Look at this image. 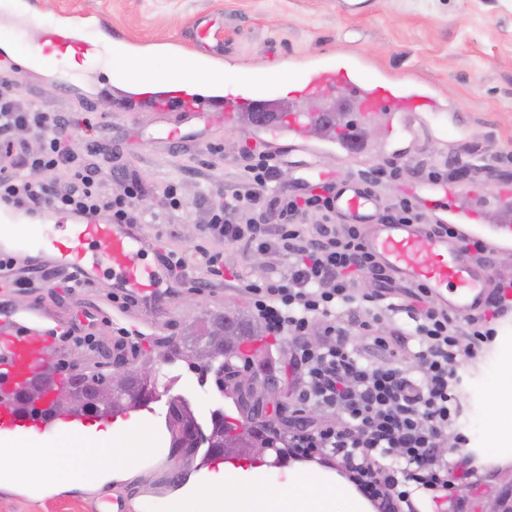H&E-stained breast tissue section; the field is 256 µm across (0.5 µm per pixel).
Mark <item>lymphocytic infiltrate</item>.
Returning a JSON list of instances; mask_svg holds the SVG:
<instances>
[{
  "mask_svg": "<svg viewBox=\"0 0 512 512\" xmlns=\"http://www.w3.org/2000/svg\"><path fill=\"white\" fill-rule=\"evenodd\" d=\"M27 127L48 132L38 150L27 151L12 137ZM69 127L62 116L0 98V204L28 212L44 206L104 212L116 224L139 223L140 181L128 179L120 195L104 197L99 171L79 158ZM247 158L241 188L211 205L205 230L246 254L287 257L284 275L248 281L244 290L266 336L294 342L288 363L299 375L300 407L338 416L324 427L296 420L277 443L296 460L337 461L341 476L375 512H416L419 498L442 512L456 492V470L469 467L468 459L452 464L437 452L463 412L454 365L494 341L491 322L512 310V300L494 295L485 313L467 319L433 305L420 286L409 288L407 304L389 300L391 275L364 249L359 228L339 222L332 198L273 189L276 157L251 152ZM63 166L68 180L51 181ZM28 169L45 173V180L26 178ZM270 212L277 223H266ZM362 277L374 280L372 291H359ZM399 308L412 328L380 335V312ZM315 326L320 339L311 343Z\"/></svg>",
  "mask_w": 512,
  "mask_h": 512,
  "instance_id": "lymphocytic-infiltrate-1",
  "label": "lymphocytic infiltrate"
}]
</instances>
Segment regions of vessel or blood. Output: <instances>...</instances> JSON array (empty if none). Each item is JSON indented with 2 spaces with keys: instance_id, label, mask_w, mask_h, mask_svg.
I'll return each mask as SVG.
<instances>
[{
  "instance_id": "1",
  "label": "vessel or blood",
  "mask_w": 512,
  "mask_h": 512,
  "mask_svg": "<svg viewBox=\"0 0 512 512\" xmlns=\"http://www.w3.org/2000/svg\"><path fill=\"white\" fill-rule=\"evenodd\" d=\"M88 44L77 41L70 29H54L43 41L45 54L64 58L82 54ZM293 84L299 96L320 97L331 93L347 95L356 111L367 116L394 120L409 112L439 111L437 100L422 86H406L369 79L350 59L330 65L307 67ZM140 96L150 101L159 118L176 114L198 119L207 112H220L225 122L241 113L258 111L266 100L262 91L246 94L214 92L204 97L188 93L178 85L153 81L142 84ZM306 125L294 112L275 121L277 138L300 139ZM314 179L301 178L297 188L312 187L331 196L338 218L359 225L366 249L396 280L408 285H425L430 299L449 314L459 317L482 312L489 304L495 278L487 266L467 260L459 240L433 236L422 224H390L380 220L379 196L361 180L351 177L326 179L317 176V160L306 161ZM49 252L31 259L21 248L0 247V288L33 277L41 269H52L73 277L84 287L111 278L115 298L137 308H152L164 295L159 285L169 277L158 240L138 224H115L99 215H76L74 223L52 224L44 229ZM476 236L493 235L512 245V210L502 213L497 224L476 228ZM154 255V264L145 256ZM72 322L54 319L39 305L18 308L9 297L0 298V443H23L31 427H39L55 439H63L85 424L81 415L53 413V393L65 386L66 375L54 366L51 356L63 337L74 335ZM42 382L44 397L30 406L25 394L34 382Z\"/></svg>"
}]
</instances>
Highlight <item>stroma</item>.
Listing matches in <instances>:
<instances>
[{
  "instance_id": "1",
  "label": "stroma",
  "mask_w": 512,
  "mask_h": 512,
  "mask_svg": "<svg viewBox=\"0 0 512 512\" xmlns=\"http://www.w3.org/2000/svg\"><path fill=\"white\" fill-rule=\"evenodd\" d=\"M59 23L82 25L89 39L101 23L120 32L110 63L76 72L54 59L44 66L19 65L18 57L39 43L43 30ZM200 25L209 26L224 42L220 67L225 76L241 84L258 80L269 97L283 104L304 111L329 104L345 112L347 120H357V113L345 111L342 95L313 100L289 96L281 88L284 79L306 65L330 62L347 50L360 58L369 76L423 84L448 110L439 116H406L413 134L393 139L385 137L380 120L369 119L373 135L367 152L352 162L338 156L332 138L310 133L300 147L287 148L270 131L244 120L228 126L217 115L182 126L181 141L172 143L168 123L154 111L129 114V89L112 74L131 64L160 70L173 58L201 56L193 45ZM7 52L14 64L0 62V90L18 95L25 106L65 116L75 146H96L92 161L105 196L121 193L126 178L139 179L145 231L168 250L199 245L221 253L232 273L211 280L204 267L190 263L173 305L138 313L130 323L109 300L105 282L69 289L59 287L52 276L40 287L14 289L19 306L37 303L56 317L76 319L85 310L95 311L98 353L76 358L79 342L69 339L57 355L60 369L77 359L89 372L109 374L135 358L151 361L154 402L116 412L115 418L134 420L135 431L152 443L154 452L117 477L69 491L0 486V512H94L96 497L116 488L132 501L134 512H209L203 499L192 501L187 510L179 508L186 488L206 469L207 447L198 445L187 457L174 452L167 429L169 403L180 400L195 428L205 434L214 411L232 419L239 412L231 398L219 393L214 372H200L184 361L163 363L156 342L183 343L189 326L224 313L252 316L244 283L267 273V257L246 256L203 233L208 205L242 182L243 147L277 156L278 185H292L305 161L313 158L323 171L364 181L384 205L412 199L428 224L441 223L443 214L429 203L441 185L427 179V169L445 170L452 179L473 183L476 193L463 203L477 210L486 225L497 219L498 196L512 190V0H35L28 27ZM380 167L397 168V178L373 179ZM172 182L180 184L184 201L177 210L169 209L165 196ZM203 279L208 287L196 290V282ZM494 327L492 347L456 367L464 404L456 430L473 448L482 447L490 426V396L483 381L512 345V314L495 321ZM254 347L260 356L245 368L247 377L260 384L272 375L278 386L262 415L248 424L287 432L296 407L283 372L289 345L264 337ZM475 465L472 482L459 485L447 512H490L496 496L512 482V463L479 458Z\"/></svg>"
}]
</instances>
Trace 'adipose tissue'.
I'll return each mask as SVG.
<instances>
[{
    "mask_svg": "<svg viewBox=\"0 0 512 512\" xmlns=\"http://www.w3.org/2000/svg\"><path fill=\"white\" fill-rule=\"evenodd\" d=\"M165 79L190 88L205 87L206 82L191 61L172 62L164 71L133 67L128 81L140 85ZM492 393L494 426L488 431L484 451L490 461L503 462L505 450L512 446V352H507L495 371L486 379ZM130 425L116 422L110 426H91L62 441H46L29 434L22 450L12 452L9 469L0 471V484L30 483L51 489H73L87 481L84 470L74 462L90 452L97 474L110 470L111 450L123 444V465L145 454L148 447L129 439ZM195 495L208 499L210 512H367L366 501L358 494L342 491L337 482L324 478L301 465L269 476L253 468L219 469L210 473L195 488Z\"/></svg>",
    "mask_w": 512,
    "mask_h": 512,
    "instance_id": "adipose-tissue-1",
    "label": "adipose tissue"
}]
</instances>
